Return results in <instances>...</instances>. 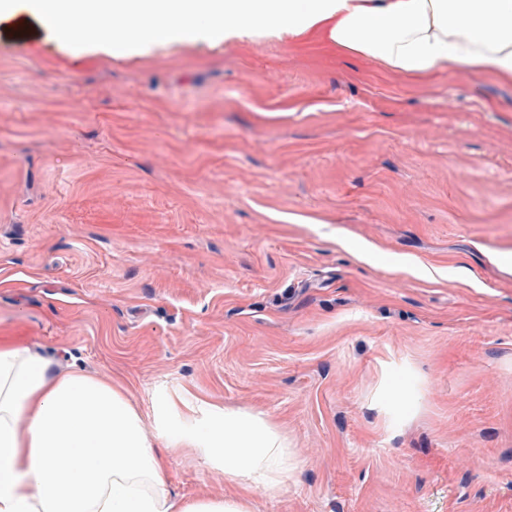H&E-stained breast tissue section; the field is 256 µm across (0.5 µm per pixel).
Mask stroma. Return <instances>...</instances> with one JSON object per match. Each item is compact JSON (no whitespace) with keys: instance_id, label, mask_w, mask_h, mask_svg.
<instances>
[{"instance_id":"1","label":"stroma","mask_w":512,"mask_h":512,"mask_svg":"<svg viewBox=\"0 0 512 512\" xmlns=\"http://www.w3.org/2000/svg\"><path fill=\"white\" fill-rule=\"evenodd\" d=\"M0 336L149 434L161 388L268 417L296 477L251 512H512V81L0 28Z\"/></svg>"}]
</instances>
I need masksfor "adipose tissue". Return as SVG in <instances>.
Instances as JSON below:
<instances>
[{
  "instance_id": "1",
  "label": "adipose tissue",
  "mask_w": 512,
  "mask_h": 512,
  "mask_svg": "<svg viewBox=\"0 0 512 512\" xmlns=\"http://www.w3.org/2000/svg\"><path fill=\"white\" fill-rule=\"evenodd\" d=\"M32 18L82 55L157 53L323 28L336 47L412 77L465 69L512 81V0H0V25ZM97 29L86 41L80 28ZM192 449L239 495L177 500L169 455ZM296 463L264 416L161 398L154 436L113 383L53 373L36 351L0 336V512H249L256 488L287 487Z\"/></svg>"
}]
</instances>
